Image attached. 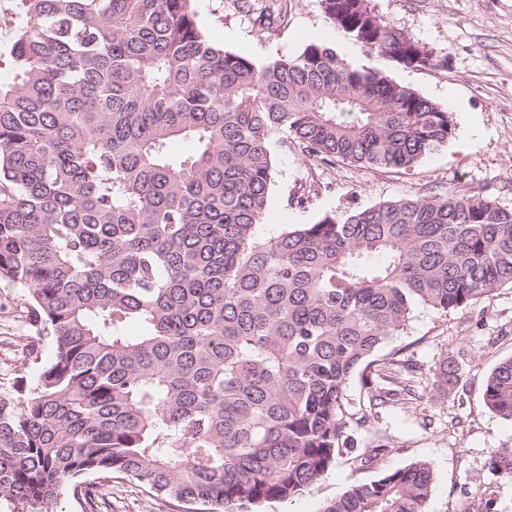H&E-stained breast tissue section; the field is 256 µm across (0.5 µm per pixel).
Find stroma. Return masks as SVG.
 I'll list each match as a JSON object with an SVG mask.
<instances>
[{
	"instance_id": "1",
	"label": "stroma",
	"mask_w": 512,
	"mask_h": 512,
	"mask_svg": "<svg viewBox=\"0 0 512 512\" xmlns=\"http://www.w3.org/2000/svg\"><path fill=\"white\" fill-rule=\"evenodd\" d=\"M370 8L409 33L445 65L406 68L391 65L389 77L451 112L455 135L440 151L404 170H366L336 164L312 170L290 153H278L265 222L273 233L284 224H309L318 217L365 208L429 189L464 186L498 191L512 207V0H368ZM201 25L217 42L238 54L273 60L298 54L307 44L329 42L357 61L367 58L325 18L321 0H287L284 20L269 26L240 13L234 0H193ZM306 198L305 207L291 205ZM26 291L0 282V387L33 376L38 366L21 365L31 342L25 323ZM429 365L454 356L462 377L451 393L426 390L423 399L402 408L383 407L357 430V439L386 432L394 441L378 465L364 466L345 452L314 487L286 501L262 504L258 512H322L350 486L414 461L432 468L435 481L424 512H478L484 493H493L498 512H512V484L490 472L488 452L512 447V423L483 401L494 367L512 356V288L448 314L418 308L406 329L386 345ZM108 512H183L175 501L150 493L133 479H116L106 490Z\"/></svg>"
}]
</instances>
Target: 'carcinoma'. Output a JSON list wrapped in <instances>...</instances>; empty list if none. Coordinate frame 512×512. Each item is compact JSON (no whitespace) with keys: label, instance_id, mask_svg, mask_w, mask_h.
Returning <instances> with one entry per match:
<instances>
[{"label":"carcinoma","instance_id":"carcinoma-1","mask_svg":"<svg viewBox=\"0 0 512 512\" xmlns=\"http://www.w3.org/2000/svg\"><path fill=\"white\" fill-rule=\"evenodd\" d=\"M16 2L0 280L27 289L54 351L0 389V498L55 512L70 486L100 512V488L124 475L187 512H250L357 447L353 373L371 410L424 384L454 389V357L425 369L381 351L421 305L447 313L512 288V208L433 190L260 232L277 151L408 169L451 140L450 112L333 44L267 62L227 50L192 0ZM322 4L367 54L446 63L367 0ZM483 400L512 422V357ZM389 447L377 431L358 458L374 465ZM488 465L512 480V448ZM433 483L416 461L323 512H423Z\"/></svg>","mask_w":512,"mask_h":512}]
</instances>
